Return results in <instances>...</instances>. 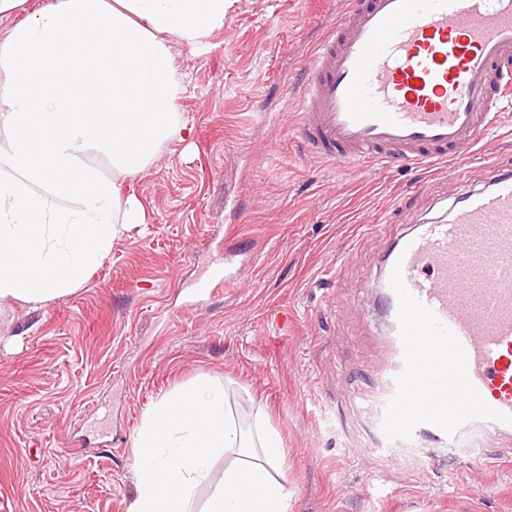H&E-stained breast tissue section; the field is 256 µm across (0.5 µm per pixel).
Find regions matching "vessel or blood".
<instances>
[{"label":"vessel or blood","instance_id":"vessel-or-blood-1","mask_svg":"<svg viewBox=\"0 0 512 512\" xmlns=\"http://www.w3.org/2000/svg\"><path fill=\"white\" fill-rule=\"evenodd\" d=\"M305 72L296 133L313 157L367 174L442 168L512 102V0H344ZM237 257L211 250L187 306L239 285ZM377 295L395 356L381 438H512V176L398 236Z\"/></svg>","mask_w":512,"mask_h":512}]
</instances>
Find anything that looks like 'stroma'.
Masks as SVG:
<instances>
[{"instance_id":"stroma-1","label":"stroma","mask_w":512,"mask_h":512,"mask_svg":"<svg viewBox=\"0 0 512 512\" xmlns=\"http://www.w3.org/2000/svg\"><path fill=\"white\" fill-rule=\"evenodd\" d=\"M339 0H236L212 46H175L191 129L130 183L149 221L86 283L39 308L0 302V512H127L135 430L176 388L224 383L243 420L267 412L290 512H512L506 442L388 447L375 407L392 361L372 306L389 240L446 219L462 190L512 171V111L462 166L373 176L309 155L296 136L309 56ZM250 251L238 287L181 304L210 246Z\"/></svg>"}]
</instances>
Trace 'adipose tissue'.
Wrapping results in <instances>:
<instances>
[{"label": "adipose tissue", "mask_w": 512, "mask_h": 512, "mask_svg": "<svg viewBox=\"0 0 512 512\" xmlns=\"http://www.w3.org/2000/svg\"><path fill=\"white\" fill-rule=\"evenodd\" d=\"M27 2L0 0L13 20L0 32V301L41 305L80 288L129 225L146 223L127 184L188 134L173 47L207 49L233 0ZM134 448L128 512H289L279 435L264 413L243 428L217 380L158 400Z\"/></svg>", "instance_id": "obj_1"}]
</instances>
